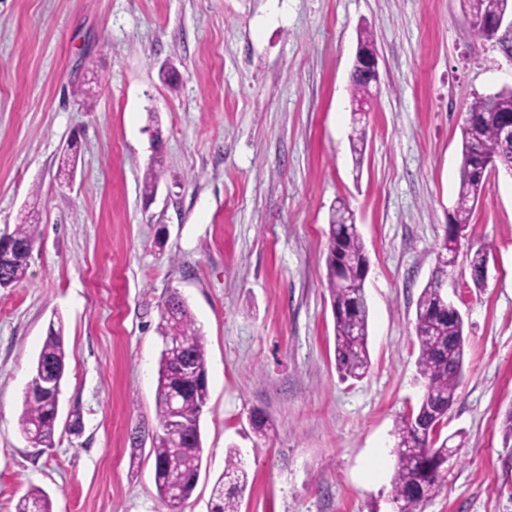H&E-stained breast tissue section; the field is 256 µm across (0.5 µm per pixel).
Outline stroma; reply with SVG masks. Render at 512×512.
Masks as SVG:
<instances>
[{"instance_id":"stroma-1","label":"stroma","mask_w":512,"mask_h":512,"mask_svg":"<svg viewBox=\"0 0 512 512\" xmlns=\"http://www.w3.org/2000/svg\"><path fill=\"white\" fill-rule=\"evenodd\" d=\"M363 28L380 82L357 123ZM510 87L512 33L479 39L462 0H0V235L32 207L41 232L26 277L0 288V512L33 487L54 512H163L150 449L156 328L173 294L204 333L209 391L183 512H209L231 445L249 473L240 512H398L395 427L424 393L416 301L455 205L466 111ZM72 139L67 185L57 166ZM489 182L446 278L464 374L443 430L454 455L422 512H512L500 428L512 409V177ZM340 201L370 262L358 380L336 370L326 287ZM483 247L478 287L469 262ZM56 316L67 375L44 448L20 415Z\"/></svg>"}]
</instances>
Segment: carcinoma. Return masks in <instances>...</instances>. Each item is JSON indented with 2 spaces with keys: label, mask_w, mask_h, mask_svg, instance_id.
Instances as JSON below:
<instances>
[{
  "label": "carcinoma",
  "mask_w": 512,
  "mask_h": 512,
  "mask_svg": "<svg viewBox=\"0 0 512 512\" xmlns=\"http://www.w3.org/2000/svg\"><path fill=\"white\" fill-rule=\"evenodd\" d=\"M468 19L491 22L512 15V0H465ZM352 101L372 96V84L359 77L350 79ZM512 115V88L478 96L469 105L462 128L461 164L456 204L449 214L445 239L452 247L440 246L432 278L416 302L415 333L418 343L417 372L424 382L422 399L412 416H402L396 428L397 443L392 449L395 468L392 500L399 512H416L441 489L442 471L448 464V439L429 446L430 429L457 398L463 377L464 320L441 301L437 278L447 274L467 238L466 229L479 200L489 184L483 162L493 159L499 168L512 169V141L503 138L500 125ZM39 232L33 219L16 225L9 238L19 247L37 243ZM485 251L477 250L470 265L471 278L479 286L483 280ZM30 257L19 255L0 265V285L11 286L26 276ZM327 288L335 320L336 368L343 379L359 378L369 367L368 318L365 279L369 259L357 230L353 213L341 202L329 219L326 256ZM167 314L160 315L157 333L173 335L177 345L161 351L158 362L156 415L164 427L178 419L184 428L183 447L173 448L161 431L152 440L155 485L166 512L176 503L170 495L171 482L178 481L184 497H189L198 481L204 448L200 417L208 401V371L204 334L189 308L174 294L166 301ZM67 348L62 324L49 323L48 334L33 368V396L24 403L20 425L34 444L50 447L54 443V406L43 394L45 388L62 383L67 371ZM182 393L178 412L169 406V394ZM248 484V472L236 448L227 449L224 473L212 488L210 512H239L238 497ZM14 512H53L50 496L40 488H30L16 503Z\"/></svg>",
  "instance_id": "obj_1"
}]
</instances>
